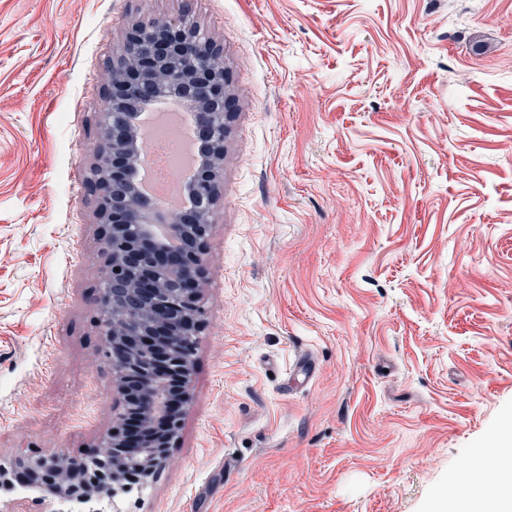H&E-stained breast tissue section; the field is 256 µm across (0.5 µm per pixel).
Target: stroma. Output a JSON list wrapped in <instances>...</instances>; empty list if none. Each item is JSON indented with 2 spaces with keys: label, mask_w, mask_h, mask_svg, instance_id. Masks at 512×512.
<instances>
[{
  "label": "stroma",
  "mask_w": 512,
  "mask_h": 512,
  "mask_svg": "<svg viewBox=\"0 0 512 512\" xmlns=\"http://www.w3.org/2000/svg\"><path fill=\"white\" fill-rule=\"evenodd\" d=\"M236 98L193 400L121 512H443L512 425V0H0V463L112 426L87 178L131 24Z\"/></svg>",
  "instance_id": "obj_1"
}]
</instances>
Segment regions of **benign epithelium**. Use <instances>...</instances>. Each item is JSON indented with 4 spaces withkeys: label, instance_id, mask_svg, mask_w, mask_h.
Wrapping results in <instances>:
<instances>
[{
    "label": "benign epithelium",
    "instance_id": "7a95c632",
    "mask_svg": "<svg viewBox=\"0 0 512 512\" xmlns=\"http://www.w3.org/2000/svg\"><path fill=\"white\" fill-rule=\"evenodd\" d=\"M218 55L177 15L152 27H132L124 54L112 61L108 106L102 112L103 143L91 182L97 217L104 225L99 354L111 367L122 412L90 459L69 460L55 452L29 456L9 468L0 465V485L20 472L39 479L45 497L112 500L141 481H152L170 462L192 402V354L204 313L202 256L233 100ZM179 56L188 65L170 67ZM167 94L187 106L200 153L199 166L186 184L188 203L173 212L137 192L144 160L136 118ZM131 413L144 429L140 447L133 451L124 448L121 434Z\"/></svg>",
    "mask_w": 512,
    "mask_h": 512
}]
</instances>
